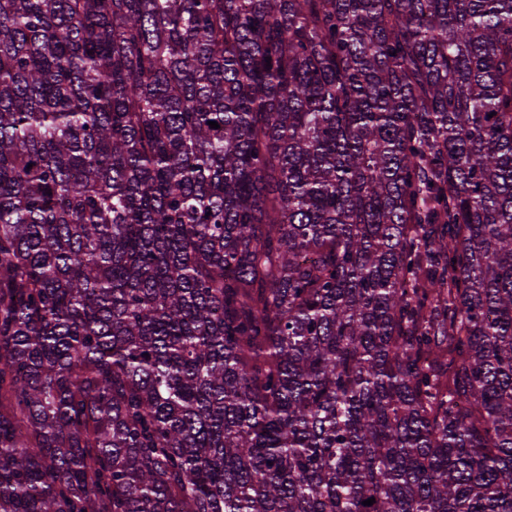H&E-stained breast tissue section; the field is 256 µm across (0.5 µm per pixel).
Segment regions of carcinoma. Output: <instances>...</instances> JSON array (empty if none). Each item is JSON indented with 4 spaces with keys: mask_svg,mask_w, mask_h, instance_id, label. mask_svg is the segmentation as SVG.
<instances>
[{
    "mask_svg": "<svg viewBox=\"0 0 512 512\" xmlns=\"http://www.w3.org/2000/svg\"><path fill=\"white\" fill-rule=\"evenodd\" d=\"M0 512H512V0H0Z\"/></svg>",
    "mask_w": 512,
    "mask_h": 512,
    "instance_id": "obj_1",
    "label": "carcinoma"
}]
</instances>
